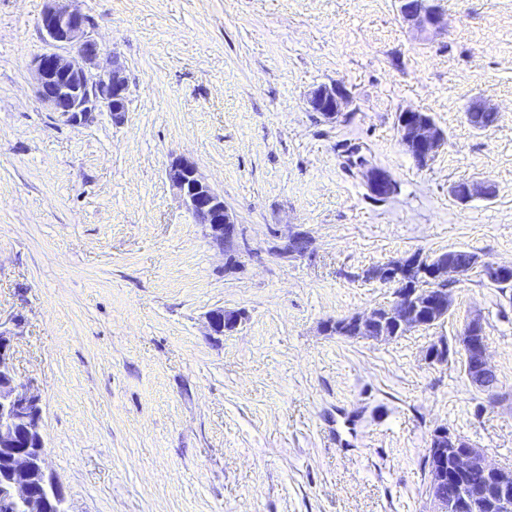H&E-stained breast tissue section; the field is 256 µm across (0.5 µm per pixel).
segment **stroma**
I'll list each match as a JSON object with an SVG mask.
<instances>
[{
	"mask_svg": "<svg viewBox=\"0 0 512 512\" xmlns=\"http://www.w3.org/2000/svg\"><path fill=\"white\" fill-rule=\"evenodd\" d=\"M422 38L398 0H73L130 79L127 118L65 123L36 97L48 0H0V321L42 397L68 512H430L432 431L512 468V289L473 271L441 322L323 332L390 303L366 272L451 249L512 264V0H441ZM341 83L338 122L307 104ZM475 98L497 113L478 130ZM447 136L427 165L397 115ZM195 164L238 221L213 244L167 171ZM397 191L375 202L363 164ZM491 198L458 201L460 182ZM308 236L305 253L280 248ZM237 318L211 335L207 316ZM480 315L496 401L454 340ZM450 340L447 364L425 358ZM453 195L460 201H468L474 197L489 198L493 196L494 189L489 182L470 183L460 182L453 187Z\"/></svg>",
	"mask_w": 512,
	"mask_h": 512,
	"instance_id": "1",
	"label": "stroma"
}]
</instances>
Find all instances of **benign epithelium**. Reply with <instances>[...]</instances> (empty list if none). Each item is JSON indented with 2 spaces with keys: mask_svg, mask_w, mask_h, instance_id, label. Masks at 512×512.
I'll list each match as a JSON object with an SVG mask.
<instances>
[{
  "mask_svg": "<svg viewBox=\"0 0 512 512\" xmlns=\"http://www.w3.org/2000/svg\"><path fill=\"white\" fill-rule=\"evenodd\" d=\"M40 22L44 37L52 45L68 49L66 53L45 52L35 58L37 94L41 102L72 125L86 124L94 114L106 111L116 124L124 122L130 101V86L125 66L114 54L108 65L99 64L101 49L94 40L91 18L64 4L52 0ZM398 12L402 21L418 34L435 35L444 27V17L439 0H398ZM310 108L328 121L342 116L348 104V94L339 83L319 86L308 99ZM494 109L480 98L470 102L466 115L485 128L486 116ZM397 127L400 137L421 166L433 159L445 145L447 138L432 117H418L417 111L405 110L398 114ZM168 177L179 193L182 205L192 214L196 223L209 229V236L221 248L232 246L236 236L237 220L218 194L199 174L196 166L186 160H174ZM364 178L369 190L391 186V177L383 170L369 166ZM494 189L488 182H460L453 187V195L460 201L474 197L489 198ZM481 269L494 276H512V265L489 264L481 256L474 255L468 266L451 263L430 268L418 258L390 262L378 270L377 278L385 283L397 285L395 300L376 307L363 315L354 316L358 336L372 340H389L406 331L423 326L426 316L416 300L415 281L424 280L438 284L428 288L426 305L433 309L436 319H444L452 306L449 287L466 277L471 271ZM448 287H443V284ZM484 325L481 316L475 315L466 323L462 333L456 337L465 365L469 383L494 395L493 385L487 377L493 373L488 359V347L482 339ZM426 360L431 363L448 362V341L440 338L426 351ZM0 370L8 372L7 379L0 383V444L11 442L18 424H23L27 433L43 441L39 432L41 418V396L17 382L13 367L11 336L0 329ZM429 497L433 504L430 512H475L477 495L462 477L478 469L487 478L489 499L499 512H512V483L506 469L494 464L486 450L473 445L463 436L447 427L433 431L430 441ZM44 448L38 449L36 457L25 453L14 457V467L26 470L36 465L47 478L48 473ZM0 503L9 506L19 504L23 512H46L48 494L33 493L31 487L19 481H8L0 485Z\"/></svg>",
  "mask_w": 512,
  "mask_h": 512,
  "instance_id": "7a95c632",
  "label": "benign epithelium"
}]
</instances>
